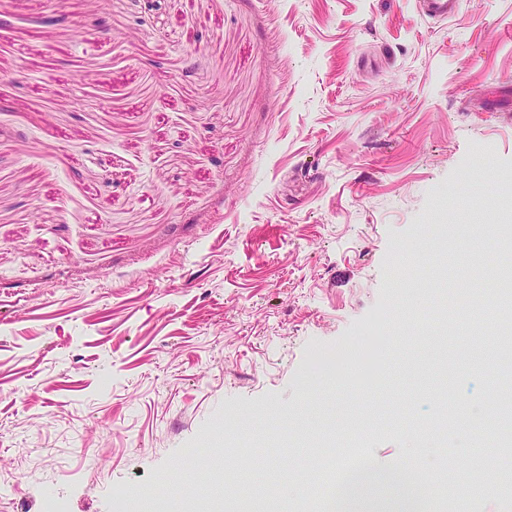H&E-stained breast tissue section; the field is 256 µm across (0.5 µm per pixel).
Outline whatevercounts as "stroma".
<instances>
[{
  "label": "stroma",
  "mask_w": 512,
  "mask_h": 512,
  "mask_svg": "<svg viewBox=\"0 0 512 512\" xmlns=\"http://www.w3.org/2000/svg\"><path fill=\"white\" fill-rule=\"evenodd\" d=\"M512 0H0V512H324L349 430L445 399L498 424L483 333L418 328L440 250L512 215ZM371 381L316 365L363 322ZM502 450L460 448L422 480ZM459 2L458 0H423L419 3L426 15L444 20L457 13Z\"/></svg>",
  "instance_id": "35a3bbf8"
}]
</instances>
